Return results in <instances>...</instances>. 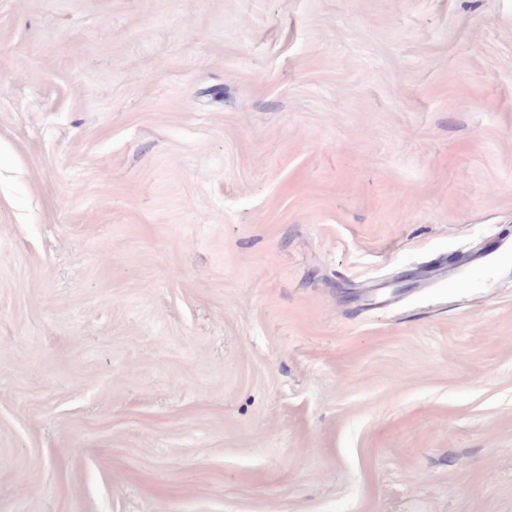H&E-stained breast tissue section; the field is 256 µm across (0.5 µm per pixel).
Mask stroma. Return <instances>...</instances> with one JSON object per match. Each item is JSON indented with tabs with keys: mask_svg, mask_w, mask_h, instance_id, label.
<instances>
[{
	"mask_svg": "<svg viewBox=\"0 0 512 512\" xmlns=\"http://www.w3.org/2000/svg\"><path fill=\"white\" fill-rule=\"evenodd\" d=\"M0 512H512V0H0Z\"/></svg>",
	"mask_w": 512,
	"mask_h": 512,
	"instance_id": "obj_1",
	"label": "stroma"
}]
</instances>
